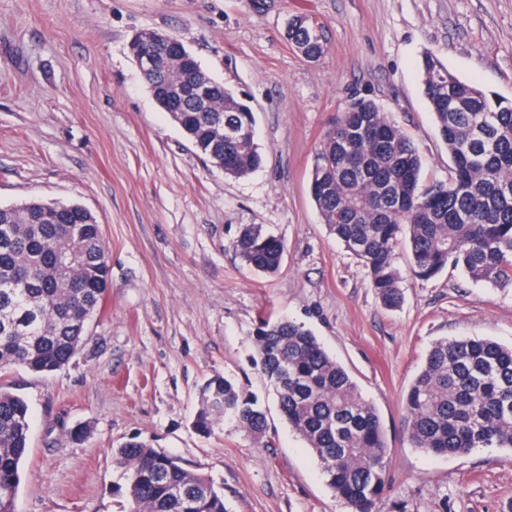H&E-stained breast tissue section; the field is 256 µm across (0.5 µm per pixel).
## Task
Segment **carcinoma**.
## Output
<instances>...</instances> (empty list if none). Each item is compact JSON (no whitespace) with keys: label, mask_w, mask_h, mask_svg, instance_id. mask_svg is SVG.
Instances as JSON below:
<instances>
[{"label":"carcinoma","mask_w":512,"mask_h":512,"mask_svg":"<svg viewBox=\"0 0 512 512\" xmlns=\"http://www.w3.org/2000/svg\"><path fill=\"white\" fill-rule=\"evenodd\" d=\"M299 15L288 40L307 56L322 36ZM424 95L448 147V180L422 185L418 147L375 101L354 97L337 113L316 153L309 190L329 233L366 269L387 307L402 300L397 267L410 251V274L429 280L451 267L475 282L512 289V102L491 98L453 75L436 53L421 61ZM207 76L196 58L167 61L144 75L167 110L172 74ZM211 111L181 98L170 119L206 165L224 158V176L244 177L263 164L256 132L245 139L222 128L256 126L252 109L214 82ZM232 248L251 269L271 274L285 245L258 224L244 225ZM110 266L94 215L77 202L30 200L0 208V373L22 367L57 371L86 340L100 311ZM263 375L282 416L315 454L327 485L350 512H376L385 490L389 448L374 405L305 326L264 319L256 332ZM409 444L433 455L512 448V347L486 338H441L403 397ZM265 433L256 398L229 379L209 384L194 423L209 433L224 420ZM24 398L0 387V512H15L21 467L29 453ZM129 473L130 512H228L209 476L144 442L114 452Z\"/></svg>","instance_id":"carcinoma-1"}]
</instances>
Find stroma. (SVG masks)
Here are the masks:
<instances>
[{"label": "stroma", "instance_id": "stroma-1", "mask_svg": "<svg viewBox=\"0 0 512 512\" xmlns=\"http://www.w3.org/2000/svg\"><path fill=\"white\" fill-rule=\"evenodd\" d=\"M309 15L324 52L304 59L288 18ZM176 37L213 78L246 95L264 155L253 173L208 169L148 92L131 42ZM435 52L457 77L512 100V0H0V206L84 205L102 227L110 285L63 369H17L0 385L31 412L17 512H129L113 451L137 438L184 459L230 512H348L282 417L252 359L260 316L309 328L376 408L390 449L380 512H512V451L432 455L410 447L402 396L433 342L512 346V291L450 268L409 274L385 308L361 263L329 234L309 192L327 127L353 97L374 100L418 146L424 183L450 158L423 95ZM244 224L281 238L280 270L231 246ZM233 380L268 429L193 427L204 387ZM88 425L80 445L65 428Z\"/></svg>", "mask_w": 512, "mask_h": 512}]
</instances>
